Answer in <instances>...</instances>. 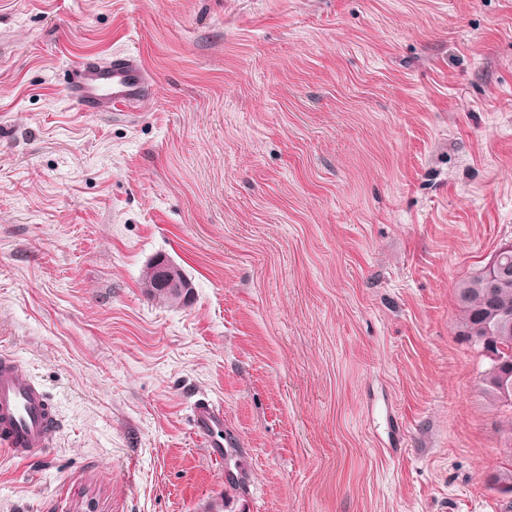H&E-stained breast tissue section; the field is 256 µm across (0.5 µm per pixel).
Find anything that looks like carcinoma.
Listing matches in <instances>:
<instances>
[{
    "label": "carcinoma",
    "instance_id": "1",
    "mask_svg": "<svg viewBox=\"0 0 512 512\" xmlns=\"http://www.w3.org/2000/svg\"><path fill=\"white\" fill-rule=\"evenodd\" d=\"M488 273L480 268L464 277L456 284L455 297L458 308L456 327L477 350H482L487 329L493 326V314L487 303L485 288ZM148 295L166 305L175 307L184 304L181 296L163 292L147 279H142ZM479 390L486 401L497 411L512 416V391L501 389L500 378L494 370V362L479 372ZM507 465L502 467L494 478V485L504 496L512 497V447L503 449Z\"/></svg>",
    "mask_w": 512,
    "mask_h": 512
}]
</instances>
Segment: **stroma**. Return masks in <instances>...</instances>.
Returning <instances> with one entry per match:
<instances>
[{"label": "stroma", "mask_w": 512, "mask_h": 512, "mask_svg": "<svg viewBox=\"0 0 512 512\" xmlns=\"http://www.w3.org/2000/svg\"><path fill=\"white\" fill-rule=\"evenodd\" d=\"M116 52L142 117L70 92ZM510 241L512 0H0V351L63 422L0 512H512L455 301ZM143 273L148 280L160 286V288H156L146 278H142L143 285L148 295L154 300H158L172 307L186 303L182 300L181 296L168 294L161 290V288H173L182 295L185 294L186 298L190 296V294H188L189 289L192 288L190 282L185 279H177L175 265L172 261L165 257H158L146 265ZM191 421L194 433L209 448L211 458H220L224 441L229 446V441L224 438L223 408L211 400L199 399L193 408Z\"/></svg>", "instance_id": "35a3bbf8"}]
</instances>
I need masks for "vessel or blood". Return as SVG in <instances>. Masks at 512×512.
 Listing matches in <instances>:
<instances>
[{"label":"vessel or blood","instance_id":"1","mask_svg":"<svg viewBox=\"0 0 512 512\" xmlns=\"http://www.w3.org/2000/svg\"><path fill=\"white\" fill-rule=\"evenodd\" d=\"M78 69L72 94L84 109L96 110L110 101L119 110L136 114L151 94L148 74L133 57L116 55L109 63H82ZM191 421L211 458H220L225 441L223 408L199 399ZM59 426L57 409L39 382L13 355L0 354V450L27 459L53 442Z\"/></svg>","mask_w":512,"mask_h":512}]
</instances>
